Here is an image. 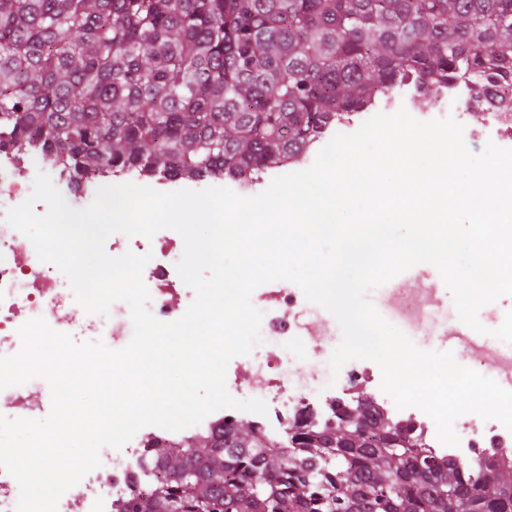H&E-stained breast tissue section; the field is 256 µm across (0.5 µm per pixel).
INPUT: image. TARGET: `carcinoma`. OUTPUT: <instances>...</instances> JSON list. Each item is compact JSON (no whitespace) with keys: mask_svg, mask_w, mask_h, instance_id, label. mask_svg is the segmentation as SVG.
<instances>
[{"mask_svg":"<svg viewBox=\"0 0 512 512\" xmlns=\"http://www.w3.org/2000/svg\"><path fill=\"white\" fill-rule=\"evenodd\" d=\"M411 75L512 97V0H0V149L77 177L246 180ZM336 420L151 446L163 479L117 512H512V464Z\"/></svg>","mask_w":512,"mask_h":512,"instance_id":"cac0c4a2","label":"carcinoma"}]
</instances>
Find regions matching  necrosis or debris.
Segmentation results:
<instances>
[{
    "label": "necrosis or debris",
    "instance_id": "4bbe7bcc",
    "mask_svg": "<svg viewBox=\"0 0 512 512\" xmlns=\"http://www.w3.org/2000/svg\"><path fill=\"white\" fill-rule=\"evenodd\" d=\"M425 97L429 108L421 113V120L450 117L463 125L466 138L504 147L512 145V99L504 97L498 88L465 80L428 91ZM475 109L484 114V121L478 127L469 123L470 113ZM46 168L44 153L37 147L0 150V356L17 353L21 347L19 328L39 317L52 329L70 335L74 342L93 339L114 350L123 348L133 336L129 305L118 301L112 304L108 315L84 313L77 321L63 320V311L77 306L66 277L54 265L39 261L31 241L5 220L8 209L27 200L37 172ZM105 250L114 257L128 251L151 253L152 258L142 274L151 296L149 310L164 322L175 321L184 314L183 304H178L177 299L182 296L186 301L193 300L194 293L185 288L176 270L184 250L178 233L165 229L150 239L115 233L107 239ZM257 304L263 314L261 331L266 338L265 350L259 357L241 356L230 363L226 385L235 397L247 387L265 393L266 414L221 409L189 427L190 435L220 434L226 425L246 420L258 426L267 437L278 439L294 421L333 417L337 405L355 400L360 387L372 376L369 366H351L345 372L338 394L315 399L321 352L307 350L301 367L281 353L287 343L304 346L309 333L300 294L277 284L264 289L257 297ZM49 398V386L41 379L0 390V403L10 408L22 406L25 417L33 419L46 413ZM373 407L395 415L412 436L445 459L459 462L490 456L501 462H512V431L503 424L490 425L469 415L460 416L456 426L469 430L471 436L459 445L446 446L439 442L434 422L418 408L399 410L380 398L374 400ZM139 434V441L128 442L121 457H111L109 450H101L100 466L83 478V493L78 496L65 493L57 512H115L117 504L130 494L150 495L162 471L152 466L146 447L154 440L177 439L178 434L156 426L143 427Z\"/></svg>",
    "mask_w": 512,
    "mask_h": 512
}]
</instances>
